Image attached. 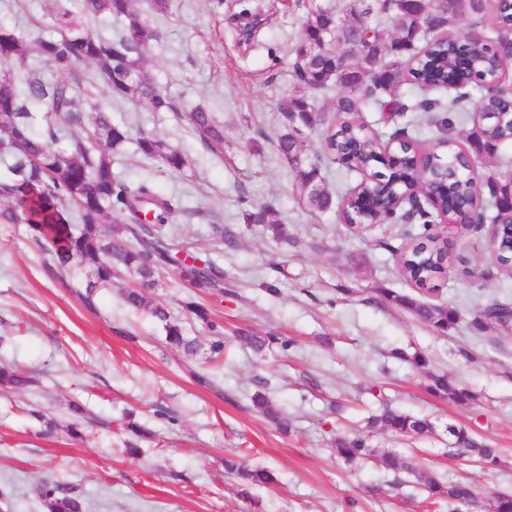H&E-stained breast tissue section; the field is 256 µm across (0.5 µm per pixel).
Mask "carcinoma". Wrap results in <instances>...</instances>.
<instances>
[{"label": "carcinoma", "instance_id": "obj_1", "mask_svg": "<svg viewBox=\"0 0 512 512\" xmlns=\"http://www.w3.org/2000/svg\"><path fill=\"white\" fill-rule=\"evenodd\" d=\"M74 14L60 9L52 15L58 36L30 40L17 28L0 23V157L5 176L0 177V198L14 203L3 212L13 223L27 224L51 248L58 266L87 279L86 294L96 288L112 287L123 272L155 279L158 266L175 259L177 245L166 235L180 211L176 197L157 193L147 181L130 183L112 170V153L128 143L149 163L180 172L187 166L185 155L166 141L129 126L112 123L111 117L94 110L86 116L81 99L94 95L95 81L120 100L145 106L151 112H175L174 99L144 72L142 62L147 44L159 32L133 0H77ZM108 16L124 25V34L112 39L94 33L91 24ZM491 18L483 37L466 41L467 22ZM425 46L418 47L419 43ZM51 66L44 79L29 68L28 52ZM293 72L303 92L288 96L281 106L285 132L277 148L288 158L295 172L302 206L312 213L336 208L333 193L325 186V170L336 157L352 159L349 170L372 172V180L355 190L365 199L363 210L346 204L343 219L348 224H384L400 220L416 224L419 232L399 254L403 276L425 293L437 290L450 263L448 243L433 232L436 220H456L462 213L480 224H512V205L495 197L474 194L469 179L460 173L457 157L466 154L454 138L441 141L448 161L430 170L440 185L437 200L427 207L416 203L404 181L406 171L422 163L414 147L396 145L387 158L378 155L375 135L362 124L363 107L371 103L394 123L408 112H430L437 102L411 101L402 94L407 83L421 90L446 89L476 79L484 88L476 116L480 133L476 150L488 156L512 143V111L499 97L500 82L512 60V0H347L340 11L309 7L302 24L299 43L293 48ZM82 64L96 68L97 80L79 74ZM27 76L18 79L20 70ZM336 85L343 90L336 103L318 104L317 94ZM190 121L203 145L214 149L224 133L211 113L197 108ZM319 146L303 149L309 136ZM269 205L246 211V223L262 224L276 240L284 239L283 225L271 220ZM110 225H105V220ZM134 245L122 243V239ZM500 259L504 270L512 269V236L501 231ZM181 276L201 291L223 290L224 274L216 267L196 264L194 258L181 261ZM391 305L407 308L438 331L448 329L456 313L429 305L404 294L385 292ZM128 306L143 309L164 323L167 343L191 355L197 344L183 336L179 323L170 320L167 309L136 290L124 292ZM493 321L509 328L507 309L490 304L471 320L481 332ZM29 379L18 371L1 367L0 387L21 388ZM430 391L458 402L469 393L444 376H431ZM252 402L257 411L286 427L280 411L260 392ZM371 428L400 435L424 436L434 431L431 421L387 404L368 418ZM454 445L476 456L488 469L499 465L497 451L471 437L462 429L448 427ZM336 454L354 464L374 459L385 470L404 472L415 478L426 500L461 504L471 501L472 490L460 483H446L402 457L392 449L378 450L367 438L356 434L336 438ZM225 470L246 484H267L266 470H250L233 460L224 461ZM47 512H83L82 502L58 486L41 490Z\"/></svg>", "mask_w": 512, "mask_h": 512}]
</instances>
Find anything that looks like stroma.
Segmentation results:
<instances>
[{"mask_svg":"<svg viewBox=\"0 0 512 512\" xmlns=\"http://www.w3.org/2000/svg\"><path fill=\"white\" fill-rule=\"evenodd\" d=\"M55 2L0 0V21L53 36L46 9ZM309 6L175 0L157 22L161 37L147 46L144 70L179 112H151L101 90L81 103L166 140L188 160L172 172L145 164L130 145L112 169L179 198L182 210L167 233L182 255L224 273L223 292L204 294L170 263L157 271L159 287L146 292L197 341L196 354L170 348L160 321L125 304L124 292L140 286L134 276L121 274L85 301L84 279L59 270L28 225L4 217L11 204L0 199V365L30 379L22 390H0V512H45L46 485L68 489L85 512H427L413 477L337 456L336 438L362 431L371 447L467 484L474 496L459 512H488L491 498L512 494V330L470 327L484 306H512V276L489 247V226L449 227L448 272L435 293L421 294L394 253L416 226L358 230L339 211L309 213L277 150L280 105L298 90L291 52ZM198 107L224 127L218 149L204 147L189 123ZM258 204L272 206L284 241L246 223V210ZM212 214L234 245L213 238ZM465 267L479 269L481 279L464 278ZM387 291L452 308L457 318L438 332L389 305ZM190 300L209 309L211 324L185 310ZM218 335L224 352L215 356L210 343ZM248 336L274 342L258 350L245 344ZM417 354L427 369L414 364ZM434 374L469 391L470 400L433 396ZM259 391L287 418L288 431L254 408ZM383 399L431 420L434 434L366 430ZM73 403L86 411L75 436L68 431ZM48 417L53 427L45 426ZM451 426L497 448L500 466L485 470L453 449ZM133 445L138 455H129ZM230 456L269 471L273 483L242 492L224 471Z\"/></svg>","mask_w":512,"mask_h":512,"instance_id":"stroma-1","label":"stroma"}]
</instances>
